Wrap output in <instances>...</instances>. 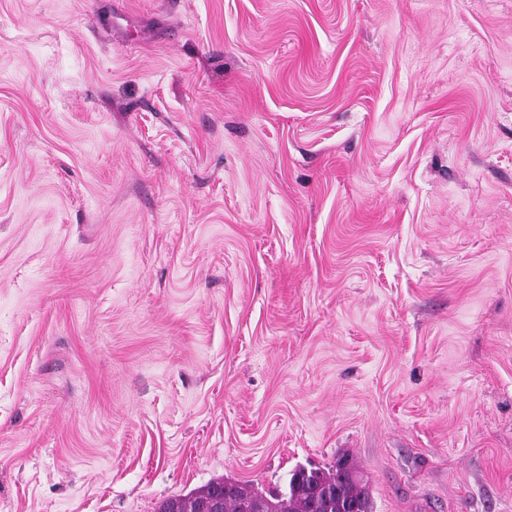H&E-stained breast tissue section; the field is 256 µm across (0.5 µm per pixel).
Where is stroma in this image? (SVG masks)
Segmentation results:
<instances>
[{"label":"stroma","mask_w":512,"mask_h":512,"mask_svg":"<svg viewBox=\"0 0 512 512\" xmlns=\"http://www.w3.org/2000/svg\"><path fill=\"white\" fill-rule=\"evenodd\" d=\"M345 454L512 512V0H0V512Z\"/></svg>","instance_id":"1"}]
</instances>
